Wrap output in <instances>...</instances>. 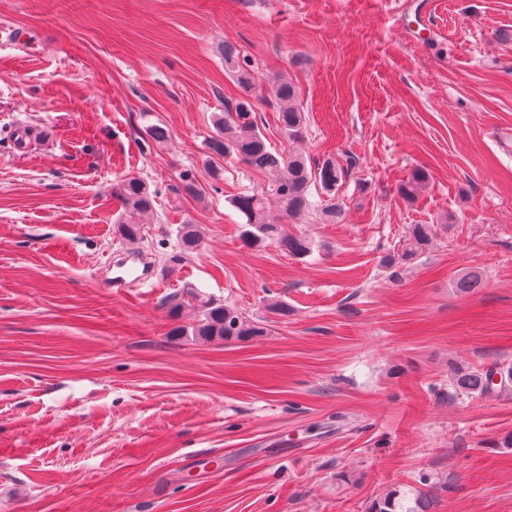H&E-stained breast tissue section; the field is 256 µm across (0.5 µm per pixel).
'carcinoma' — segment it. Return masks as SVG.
<instances>
[{
    "instance_id": "obj_1",
    "label": "carcinoma",
    "mask_w": 512,
    "mask_h": 512,
    "mask_svg": "<svg viewBox=\"0 0 512 512\" xmlns=\"http://www.w3.org/2000/svg\"><path fill=\"white\" fill-rule=\"evenodd\" d=\"M224 68L237 83L241 95L224 104V111L215 114L214 135L208 141L210 153L231 157L246 167L267 175L265 185L255 191H246L233 196L230 205L243 218V242L248 247H261L268 242L283 246L288 255L302 258L312 251V242L304 236H288L281 232L280 224L285 219L295 220L315 210L334 223L342 207L336 197L347 169L327 157L315 166L298 154L280 152L267 138L257 118L253 102L256 78L250 60L240 57V52L231 46L224 47ZM277 125L288 137H302L306 128L305 113L298 105L300 90L291 80L280 77L273 84ZM428 182L422 169H415L399 185V194L415 199ZM319 191V201H311L312 190ZM122 212L116 218L118 231L128 241L138 238L141 224L154 213V193L145 181L130 177L115 188ZM434 232L431 224H415L406 235L402 249L383 257L388 269L405 265L424 253L430 245ZM178 245L183 252H193L199 246V235L191 224H184L177 231ZM480 271L469 269L462 272L454 287L460 294H469L483 287ZM186 293L198 301L200 319L192 327V335L205 339L231 340L255 336L263 332L261 323L248 319L231 305L216 302L189 287ZM452 389L450 396L470 400L500 393L512 387V365L493 362L488 366H457L448 378ZM423 489L418 491L414 506L404 512H430L433 501V483L427 473L418 474Z\"/></svg>"
}]
</instances>
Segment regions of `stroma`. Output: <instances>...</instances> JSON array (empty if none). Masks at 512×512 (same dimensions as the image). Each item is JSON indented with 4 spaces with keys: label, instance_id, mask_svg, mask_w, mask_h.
Segmentation results:
<instances>
[{
    "label": "stroma",
    "instance_id": "1",
    "mask_svg": "<svg viewBox=\"0 0 512 512\" xmlns=\"http://www.w3.org/2000/svg\"><path fill=\"white\" fill-rule=\"evenodd\" d=\"M228 45L269 140L348 168L339 222L284 226L304 258L243 245L230 200L264 177L205 146L239 94ZM509 131L512 0H0V512H368L411 506L422 472L432 512H512V394L448 398L453 366L512 364ZM131 176L156 193L132 245L112 195ZM413 224L432 244L390 271ZM130 245L157 286L101 288ZM468 268L484 286L463 296ZM190 286L263 335H175ZM277 125L288 138H301L306 128V117L299 108L300 90L288 78L280 77L273 84ZM418 482L424 487V490H419L418 495L414 500V506L406 510L397 511L395 503V494L388 493L383 499H380L371 508L370 512H429L431 503L433 501L432 489L434 488L431 482V477L427 473H419Z\"/></svg>",
    "mask_w": 512,
    "mask_h": 512
}]
</instances>
